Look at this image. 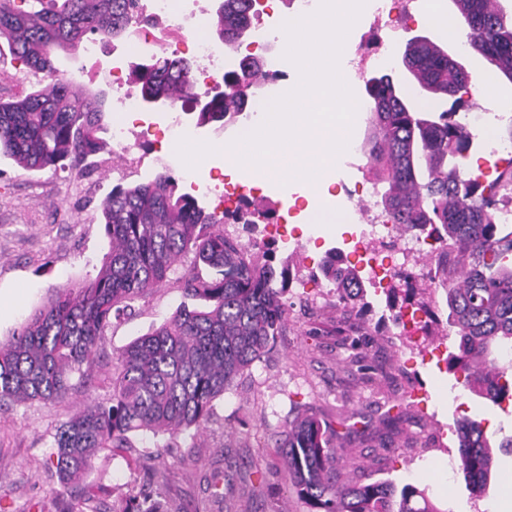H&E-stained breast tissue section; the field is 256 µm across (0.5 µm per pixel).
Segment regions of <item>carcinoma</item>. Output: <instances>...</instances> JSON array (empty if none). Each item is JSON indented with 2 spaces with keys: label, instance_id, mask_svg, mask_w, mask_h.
I'll use <instances>...</instances> for the list:
<instances>
[{
  "label": "carcinoma",
  "instance_id": "1",
  "mask_svg": "<svg viewBox=\"0 0 512 512\" xmlns=\"http://www.w3.org/2000/svg\"><path fill=\"white\" fill-rule=\"evenodd\" d=\"M30 2L39 9L0 0V39L15 59L50 81L22 98L0 99V156L25 171L68 168L81 174L101 149L105 102L99 93L52 76V66L57 52L77 51L90 34L102 43L124 37L137 18L138 0ZM493 2L470 0L466 25L476 52L495 66L512 58V18ZM252 16L253 0H221L213 22L217 39L241 42ZM405 67L421 89L455 100L440 112H416L391 80H371L374 131L365 154L388 184L381 205L393 228L438 242L431 281L444 290L448 323L455 328L446 370L463 376L470 393L500 403L512 397V374L502 363L503 353L512 351V224L497 219L500 180L486 188L460 171L473 148L457 112V93L467 90L468 75L443 50L410 51ZM259 71L246 58L225 73L226 91L210 98L195 125L234 121L248 107L237 88ZM133 73L141 96L161 97L171 109L196 98L193 67L185 58L136 63ZM100 212L112 248L97 276L60 292L0 341V411L26 401H65L90 371L106 328L125 312L121 304L166 280L178 258L191 254L215 275L185 273L184 293L205 305L182 307L130 344L113 365L110 404L93 402L56 429L45 466L65 490L83 479L100 452L126 447L132 432L173 439L207 423L214 400L272 348L285 324L290 259L275 264L270 248L260 258L251 254L224 232L225 214L180 192L169 172L133 187H112ZM311 278L327 282L336 307L365 318L371 278L343 254L326 251ZM457 426L459 468L472 496L480 497L492 474V436L468 417ZM337 438L333 425L305 412L288 422L278 443L297 496L315 512H450L425 488L340 480L336 465L345 447Z\"/></svg>",
  "mask_w": 512,
  "mask_h": 512
}]
</instances>
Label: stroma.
Returning <instances> with one entry per match:
<instances>
[{"mask_svg": "<svg viewBox=\"0 0 512 512\" xmlns=\"http://www.w3.org/2000/svg\"><path fill=\"white\" fill-rule=\"evenodd\" d=\"M436 42L447 52L458 45L428 23L412 25L393 46L389 66L350 72L348 84L366 95L372 78L389 77L396 89L411 77L403 59L415 36ZM110 51L98 61L84 52L60 60V76L79 86L106 89L104 71L112 66ZM469 77L479 79L494 68L473 51L459 52ZM45 83L43 74L16 61L6 40H0V98L23 96ZM120 105L116 93L107 96L103 117L106 143L92 157L87 172H27L11 159H0V340L12 336L31 314L62 289L95 278L111 249L100 222L101 200L118 184L134 185L168 171L181 177L180 157L171 155L149 122H163L164 113L144 112L129 121V139L140 156L139 167L127 168L121 149L112 144L111 126ZM356 170H333L326 187L285 189L268 186L266 193L281 204L286 236L276 240L277 258H291L290 284L283 297L285 328L274 346L249 371L237 378L213 403V415L200 431L170 440L159 448L151 434L134 432L126 447L105 450L70 493L78 496L105 481L112 497L96 499V512H128L129 507L163 497L170 512H309L288 478L276 441L304 406L321 419L335 422L337 413H351L356 431L345 442L356 459L348 476L370 483L389 479L397 485L429 488L432 497L450 512L475 507L490 512L492 504L512 494V402L494 405L465 391L445 369L448 353V307L445 293L427 290L424 299L435 314L418 336H403L401 326L387 317L386 294L368 290L371 315L384 333L364 336L351 330V343L338 344L328 328L337 312L328 304V289L309 282L308 275L325 251L358 235L355 224H324L319 240L303 232L307 198L336 207L342 197L329 186L345 179L361 180ZM192 265L181 258L168 280L131 303V313L107 328L89 382L62 403L36 401L0 412V512H59L62 497L55 478L43 466L52 453V435L67 418L91 401L108 403L112 389L113 360L136 338L159 327L175 315L188 299L179 282ZM426 390L427 407L404 404L407 392ZM404 416L391 428L380 420L394 404ZM486 421L500 446L493 451L494 468L489 486L472 499L456 464V422L462 416ZM165 474L164 486L151 479L152 471ZM222 497H214V486Z\"/></svg>", "mask_w": 512, "mask_h": 512, "instance_id": "stroma-1", "label": "stroma"}]
</instances>
